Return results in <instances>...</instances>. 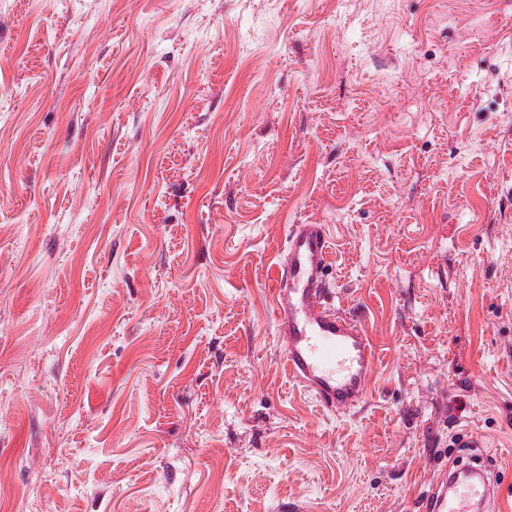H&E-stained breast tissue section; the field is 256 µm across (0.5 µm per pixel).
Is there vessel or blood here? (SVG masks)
<instances>
[{"label": "vessel or blood", "instance_id": "b4317fda", "mask_svg": "<svg viewBox=\"0 0 512 512\" xmlns=\"http://www.w3.org/2000/svg\"><path fill=\"white\" fill-rule=\"evenodd\" d=\"M330 262L325 225H290L271 296L290 380L323 411L340 414L364 402L377 352L364 326L337 311L327 280ZM479 495L491 498L495 492L483 483H449L443 468L420 495L418 512H469L470 500Z\"/></svg>", "mask_w": 512, "mask_h": 512}]
</instances>
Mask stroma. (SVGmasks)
I'll use <instances>...</instances> for the list:
<instances>
[{
	"label": "stroma",
	"instance_id": "35a3bbf8",
	"mask_svg": "<svg viewBox=\"0 0 512 512\" xmlns=\"http://www.w3.org/2000/svg\"><path fill=\"white\" fill-rule=\"evenodd\" d=\"M311 223L347 414L275 335ZM487 459L512 508V0H0L6 512H416ZM331 255L325 225H290L270 292L290 380L323 411L340 414L364 402L377 352L365 327L335 308Z\"/></svg>",
	"mask_w": 512,
	"mask_h": 512
}]
</instances>
